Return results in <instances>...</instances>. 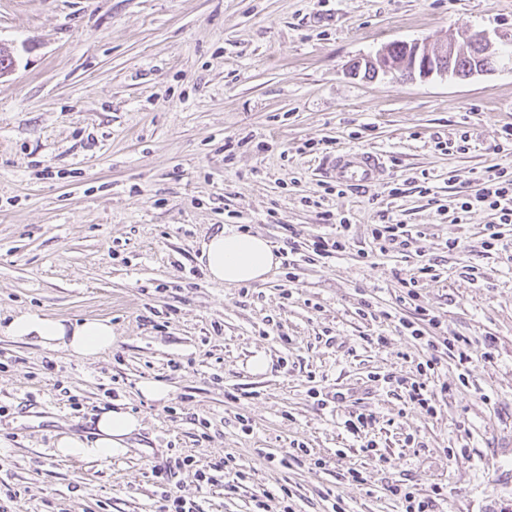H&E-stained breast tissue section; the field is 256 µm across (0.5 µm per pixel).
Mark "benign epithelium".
Here are the masks:
<instances>
[{
  "instance_id": "1",
  "label": "benign epithelium",
  "mask_w": 512,
  "mask_h": 512,
  "mask_svg": "<svg viewBox=\"0 0 512 512\" xmlns=\"http://www.w3.org/2000/svg\"><path fill=\"white\" fill-rule=\"evenodd\" d=\"M405 56L398 59L392 56L388 46H383L375 54L353 62L349 73L358 76L365 71L369 74H389L395 71L409 77L418 76L422 79L434 75L448 76L453 69L454 60L468 52L475 53L470 75L474 76L494 70L498 50L496 41L484 31L462 32L451 35L435 45L418 40L406 42Z\"/></svg>"
}]
</instances>
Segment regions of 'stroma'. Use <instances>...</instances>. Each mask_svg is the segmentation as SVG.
I'll list each match as a JSON object with an SVG mask.
<instances>
[{"mask_svg": "<svg viewBox=\"0 0 512 512\" xmlns=\"http://www.w3.org/2000/svg\"><path fill=\"white\" fill-rule=\"evenodd\" d=\"M464 30L512 41V0H0L16 60L0 78V318L107 319L114 337L75 358L0 335L9 512H157L152 466L190 454L228 460L224 483L199 488L189 470L172 483L203 512H251L252 494L282 486L293 512H401L389 488L405 483L446 486L437 512H512V264L480 246L487 213L438 212L506 161L512 60L469 78L348 71L387 44ZM462 132L464 149L442 148ZM342 149L381 153L385 176L323 195L322 165ZM423 173L433 196L390 199ZM388 207L419 226L420 252L371 255ZM327 211L352 224L341 259L278 266L245 297L208 277L202 247L224 227L279 250L283 225L309 239ZM425 256L440 278L421 304L449 333L494 339L493 361L444 357L432 417L369 379L416 377L423 344L357 313L367 300L407 315L396 298ZM380 333L386 345L367 344ZM146 381L167 398H145ZM321 391L344 400L321 406ZM118 405L142 423L124 453L56 455L61 433L92 438L95 413ZM355 411L375 419L374 450L342 426ZM295 441L309 456L291 460Z\"/></svg>", "mask_w": 512, "mask_h": 512, "instance_id": "obj_1", "label": "stroma"}]
</instances>
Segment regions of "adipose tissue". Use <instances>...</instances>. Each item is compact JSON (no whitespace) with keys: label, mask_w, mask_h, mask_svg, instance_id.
<instances>
[{"label":"adipose tissue","mask_w":512,"mask_h":512,"mask_svg":"<svg viewBox=\"0 0 512 512\" xmlns=\"http://www.w3.org/2000/svg\"><path fill=\"white\" fill-rule=\"evenodd\" d=\"M203 254L209 277L227 285L264 280L280 263L278 254L261 235L225 228L205 243ZM0 334L50 350H62L77 357L103 354L112 347V326L104 319L67 322L38 312L11 316L0 324ZM95 437L87 441L61 435L55 443L62 457L108 460L126 449L128 438L141 427L130 412L109 409L97 415Z\"/></svg>","instance_id":"1"}]
</instances>
